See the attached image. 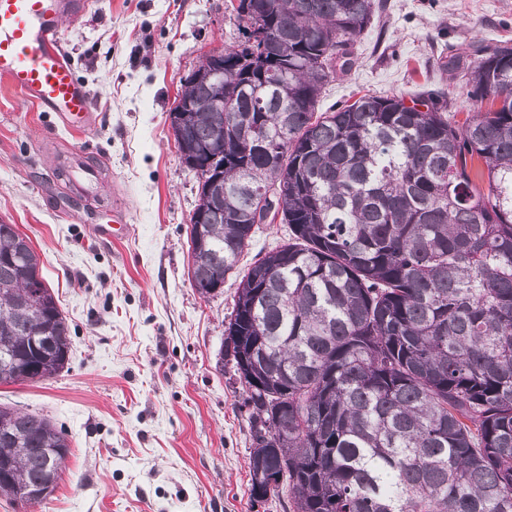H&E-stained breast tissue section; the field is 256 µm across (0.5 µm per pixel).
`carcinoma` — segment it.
Listing matches in <instances>:
<instances>
[{"label": "carcinoma", "mask_w": 512, "mask_h": 512, "mask_svg": "<svg viewBox=\"0 0 512 512\" xmlns=\"http://www.w3.org/2000/svg\"><path fill=\"white\" fill-rule=\"evenodd\" d=\"M232 9L250 26L223 82L185 78L173 134L182 161L215 157L190 280L235 270L252 225H288L224 324L242 405L278 427L250 482L287 474L294 512H512V44L442 60L476 102L462 124L445 94L318 115L380 2ZM70 345L39 255L1 223L0 383L54 377ZM69 447L50 417L0 405V496L55 490Z\"/></svg>", "instance_id": "cac0c4a2"}]
</instances>
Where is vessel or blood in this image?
<instances>
[{
	"label": "vessel or blood",
	"mask_w": 512,
	"mask_h": 512,
	"mask_svg": "<svg viewBox=\"0 0 512 512\" xmlns=\"http://www.w3.org/2000/svg\"><path fill=\"white\" fill-rule=\"evenodd\" d=\"M89 6L90 0H0V79L71 131L99 121L61 38L62 21L82 17ZM71 167L78 190L92 193L101 180L100 166L76 154Z\"/></svg>",
	"instance_id": "b4317fda"
}]
</instances>
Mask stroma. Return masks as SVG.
<instances>
[{
    "label": "stroma",
    "instance_id": "35a3bbf8",
    "mask_svg": "<svg viewBox=\"0 0 512 512\" xmlns=\"http://www.w3.org/2000/svg\"><path fill=\"white\" fill-rule=\"evenodd\" d=\"M62 39L100 114L71 133L0 84V223L16 225L70 326L67 368L43 382L0 385V404L47 415L68 436L58 486L39 512H254L250 428L231 369L222 368L234 278L199 295L188 278L187 232L198 179L169 125L185 78L203 56L239 41L230 0H94ZM512 42V0H383L354 45V68L318 111L374 92L406 98L454 90L440 65L480 41ZM73 151L107 169L99 195L67 218ZM124 206L113 211L112 197ZM131 225L101 240L97 225Z\"/></svg>",
    "mask_w": 512,
    "mask_h": 512
}]
</instances>
